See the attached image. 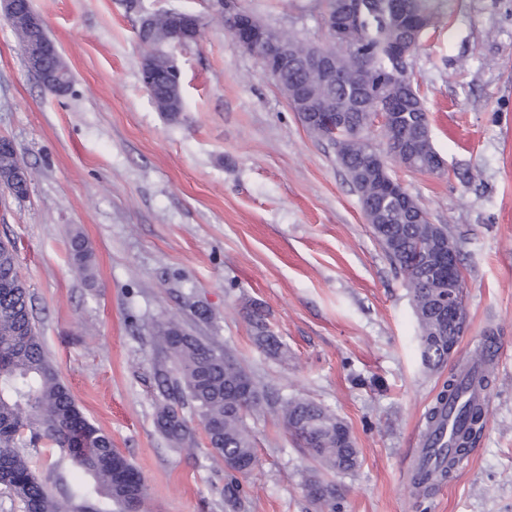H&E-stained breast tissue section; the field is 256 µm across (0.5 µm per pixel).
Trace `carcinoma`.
Here are the masks:
<instances>
[{
  "label": "carcinoma",
  "instance_id": "carcinoma-1",
  "mask_svg": "<svg viewBox=\"0 0 512 512\" xmlns=\"http://www.w3.org/2000/svg\"><path fill=\"white\" fill-rule=\"evenodd\" d=\"M359 25L356 46L341 53L336 82L319 85L318 98L336 103L344 110L345 126L341 132L357 134L365 148L388 159L399 154L407 138L421 136L425 148L406 159L407 168L437 173L443 161L436 151L429 130L427 107L414 86L409 61L396 57L392 42L419 23L424 28L434 24L440 0H357ZM154 40H141L147 53L154 55L155 89L151 98L158 109L175 120L180 107L165 96L170 85L168 63L157 51V42L171 29L170 18L157 15L153 23ZM407 79L400 89L404 103L391 123L377 135L367 131L366 112L382 104L396 89L394 77ZM311 81L303 60L280 78L288 85ZM368 86L367 107L359 108L355 99L361 86ZM339 164L351 184L363 193L367 179V157L336 150ZM18 170L14 153L0 151V176L8 179ZM366 209L383 210L385 223L378 225L380 241L393 264L407 278L412 300L419 308L417 320L419 347L423 364L437 368L448 362V337L437 335L438 324L432 302L438 284L429 276L424 259L414 258V245L423 244L427 253L448 238L443 226L430 230L411 223V210L421 211L417 200L401 205L379 198L370 203L360 199ZM70 255L77 269L92 275L93 251L80 234L71 239ZM257 344L270 353L281 348L278 337L260 317L252 321ZM157 348L173 359V367L158 373V387L164 403L155 414L158 432L180 446L196 441V429L184 417L180 406L190 403L208 438L212 454L225 458L252 459L253 442L246 425L254 407L240 402L239 387L252 392L259 389L248 373L218 346L204 342L174 321L156 326ZM492 356L491 347L484 346L471 358V366L448 377L428 412V421L435 424L449 416L447 410L457 409L462 425L456 427L451 444L428 449L435 467L423 464L411 482L416 494L427 484L450 475L448 448L458 455L468 452L474 434L485 423V410L474 397V390L487 388L484 373H471L482 368ZM282 414L286 426L301 429L295 436L299 445L328 470L345 473L359 464L357 448L348 425L322 406L305 399L279 398L269 402ZM44 444L66 453L69 463L90 478L67 487L61 494L50 493L35 476L26 449ZM0 485L17 499L24 512H112L111 504L120 512H142L145 491L140 472L112 448V437L93 425L84 415L69 386L60 378L44 346L43 337L31 312L29 291L22 281L11 242L0 241ZM308 486L319 490L316 501L336 512L339 497L335 486L318 479Z\"/></svg>",
  "mask_w": 512,
  "mask_h": 512
}]
</instances>
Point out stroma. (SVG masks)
Listing matches in <instances>:
<instances>
[{
    "instance_id": "35a3bbf8",
    "label": "stroma",
    "mask_w": 512,
    "mask_h": 512,
    "mask_svg": "<svg viewBox=\"0 0 512 512\" xmlns=\"http://www.w3.org/2000/svg\"><path fill=\"white\" fill-rule=\"evenodd\" d=\"M71 73L44 88L0 18V137L31 181L0 185L11 241L48 355L91 423L144 478L148 512H321L310 476L336 485L342 512H512V0H452L410 59L429 110L436 174L392 176L459 244L467 329L459 358L421 360L405 275L367 224L336 147L293 112L258 60L234 43L220 0H31ZM265 24L321 43V0H237ZM202 21L176 50L184 110L171 121L142 81L146 12ZM81 232L94 277L71 263ZM284 343L266 354L250 315ZM173 320L220 346L268 398L322 405L359 451L322 468L278 412L246 423L257 464L227 506L224 466L206 447L171 449L156 430L153 339ZM494 337L486 419L461 469L427 495L409 490L415 441L448 377ZM49 490L78 475L55 448L29 451Z\"/></svg>"
}]
</instances>
